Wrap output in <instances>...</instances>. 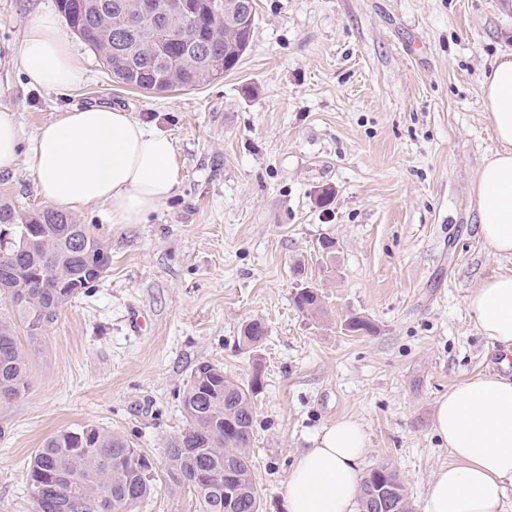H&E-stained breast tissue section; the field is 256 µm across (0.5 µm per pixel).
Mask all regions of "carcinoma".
Here are the masks:
<instances>
[{
	"instance_id": "cac0c4a2",
	"label": "carcinoma",
	"mask_w": 512,
	"mask_h": 512,
	"mask_svg": "<svg viewBox=\"0 0 512 512\" xmlns=\"http://www.w3.org/2000/svg\"><path fill=\"white\" fill-rule=\"evenodd\" d=\"M224 0H198L200 21L184 24L144 15L140 0H58L70 28L101 58L119 82L150 92L196 89L214 81L212 71L234 69L250 46L256 10L234 27L211 17ZM125 37L116 50L118 36ZM36 226L32 232L29 226ZM8 227L16 255H0V295L25 328L31 346L55 324L64 307L97 281L110 256L86 225L55 210L22 211L0 201V228ZM294 304L320 310L319 294L299 289ZM265 327L253 321L243 330L249 345L262 341ZM260 387L201 363L191 373L182 405L186 427L167 449L168 479L186 488L199 512H260L249 454L254 423L252 397ZM29 388L28 360L10 325L0 322V402ZM150 460L116 432L84 424L47 437L28 463V495L33 512H126L153 492ZM239 493L224 502V475ZM387 487L390 512H414L405 486L386 466L361 481L359 507L372 492Z\"/></svg>"
}]
</instances>
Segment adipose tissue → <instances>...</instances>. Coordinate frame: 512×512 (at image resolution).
Listing matches in <instances>:
<instances>
[{
	"label": "adipose tissue",
	"instance_id": "1",
	"mask_svg": "<svg viewBox=\"0 0 512 512\" xmlns=\"http://www.w3.org/2000/svg\"><path fill=\"white\" fill-rule=\"evenodd\" d=\"M27 82L50 89L76 85L83 63L54 11L30 22L19 54ZM482 101L498 143L472 186L480 233L495 255H512V55L481 81ZM182 161L172 142L108 105L73 107L43 125L29 170L41 198L57 208H107L114 224H142L174 196ZM468 306L478 330L512 352V273L484 279ZM434 429L451 461L434 474L425 512H505L512 481V381L478 375L436 403ZM367 436L343 418L324 427L295 459L283 499L286 512H355Z\"/></svg>",
	"mask_w": 512,
	"mask_h": 512
}]
</instances>
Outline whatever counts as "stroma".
Segmentation results:
<instances>
[{"instance_id":"stroma-1","label":"stroma","mask_w":512,"mask_h":512,"mask_svg":"<svg viewBox=\"0 0 512 512\" xmlns=\"http://www.w3.org/2000/svg\"><path fill=\"white\" fill-rule=\"evenodd\" d=\"M255 2L252 46L233 71L153 93L113 79L74 33L82 83L28 85L25 31L56 0H0V109L15 112L23 152L62 112L109 105L172 139L184 162L178 193L146 223L75 211L111 264L27 349L28 391L0 403V512H32L31 456L77 424L117 432L151 459L156 492L130 512H196L165 466L202 362L242 383L261 378L250 448L261 512H285L296 456L345 417L368 437L362 471L394 470L423 512L450 460L434 432L438 398L479 373L512 378L468 309L482 280L512 270L481 237L469 197L498 148L480 80L512 53V0ZM1 199L45 207L24 164L0 172ZM306 286L320 312L295 306ZM351 317L368 329L348 331ZM253 321L266 335L250 346L241 332Z\"/></svg>"}]
</instances>
